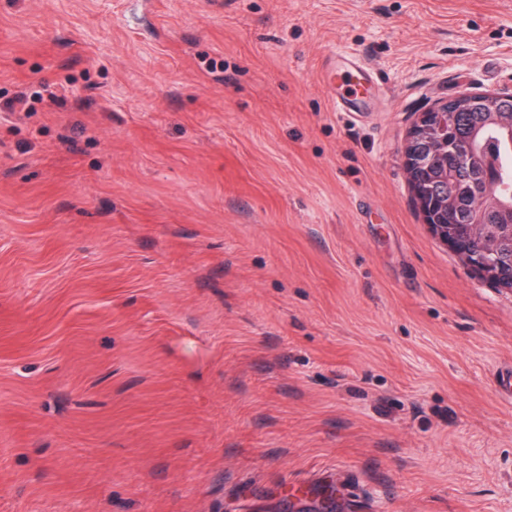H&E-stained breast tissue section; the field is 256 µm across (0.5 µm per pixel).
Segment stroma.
<instances>
[{
	"label": "stroma",
	"mask_w": 512,
	"mask_h": 512,
	"mask_svg": "<svg viewBox=\"0 0 512 512\" xmlns=\"http://www.w3.org/2000/svg\"><path fill=\"white\" fill-rule=\"evenodd\" d=\"M464 89L512 0H0V512H512V291L402 157ZM377 79V74L366 71L356 56L346 58L342 66L329 61L323 71V81L327 86L336 83L344 92L335 101L337 112H347L353 115L360 112L358 104L364 84L374 83Z\"/></svg>",
	"instance_id": "stroma-1"
}]
</instances>
